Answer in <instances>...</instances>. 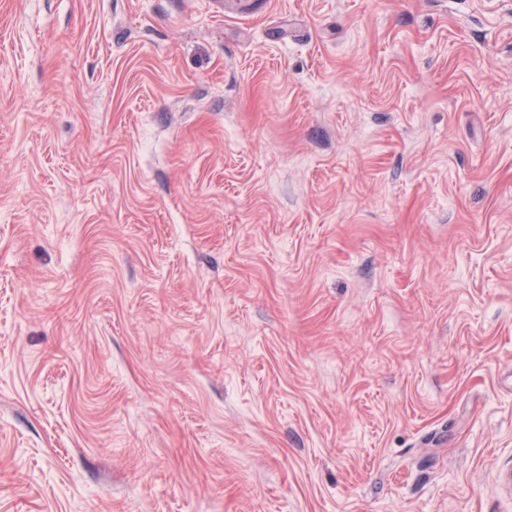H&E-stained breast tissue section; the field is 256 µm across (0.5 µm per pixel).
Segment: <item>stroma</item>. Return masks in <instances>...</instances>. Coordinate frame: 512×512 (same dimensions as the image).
<instances>
[{
  "mask_svg": "<svg viewBox=\"0 0 512 512\" xmlns=\"http://www.w3.org/2000/svg\"><path fill=\"white\" fill-rule=\"evenodd\" d=\"M0 512H512V0H0Z\"/></svg>",
  "mask_w": 512,
  "mask_h": 512,
  "instance_id": "1",
  "label": "stroma"
}]
</instances>
